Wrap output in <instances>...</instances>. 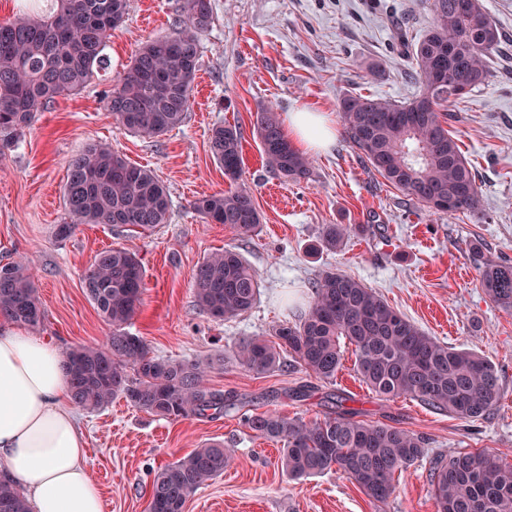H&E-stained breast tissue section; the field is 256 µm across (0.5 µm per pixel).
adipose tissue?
Instances as JSON below:
<instances>
[{"label": "adipose tissue", "instance_id": "1", "mask_svg": "<svg viewBox=\"0 0 512 512\" xmlns=\"http://www.w3.org/2000/svg\"><path fill=\"white\" fill-rule=\"evenodd\" d=\"M283 131L302 152L325 149L336 137L319 112L288 113ZM62 360L45 339L0 330V475L25 484L32 512H103Z\"/></svg>", "mask_w": 512, "mask_h": 512}]
</instances>
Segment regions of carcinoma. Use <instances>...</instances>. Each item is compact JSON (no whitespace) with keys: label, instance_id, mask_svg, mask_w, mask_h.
Here are the masks:
<instances>
[{"label":"carcinoma","instance_id":"cac0c4a2","mask_svg":"<svg viewBox=\"0 0 512 512\" xmlns=\"http://www.w3.org/2000/svg\"><path fill=\"white\" fill-rule=\"evenodd\" d=\"M129 0H51L41 16L0 22V159L56 99L79 93L105 65L110 32L125 22ZM434 21L414 43L401 42L415 61L419 92L396 104L370 95L340 101L347 142L367 167L430 211L453 216L482 211L472 166L448 130V112L490 76V59L505 41L483 0H432ZM211 0H182L176 31L150 38L135 51L127 70L104 98L116 122L130 133L161 136L189 111L200 67V40L212 19ZM255 132L263 158L279 177L299 182L311 176L310 159L284 135L278 113H258ZM241 129L217 125L209 151L229 182L227 190L195 200L207 223L222 224L240 237L260 227L252 190L241 182ZM63 196L70 223L55 235L69 238L81 224L151 230L166 223L168 191L152 170L95 143L68 163ZM355 227L325 224L319 246L338 248ZM481 284L496 304L512 308V264H490ZM83 288L112 325L101 346H77L64 355L72 402L100 410L120 397L148 414L170 420L204 416L235 405L207 386L210 364L170 360L151 351L128 330L145 288L140 260L124 248L97 254L83 275ZM256 270L232 248L196 267L197 306L214 319L248 312L260 295ZM314 302L296 323L275 328V340L254 337L238 344L235 360L264 374L293 362L330 382L341 366L340 340L355 347V370L378 396H409L460 419H484L497 407L502 387L495 366L477 352L438 341L391 307L361 281L336 270L313 282ZM0 319L37 327L45 311L21 258L0 265ZM256 436L282 441L280 465L291 479L340 471L370 499L395 492V473L423 457L425 439L387 424L358 419V412L331 403L324 418L306 422L273 412L244 417ZM229 451L206 443L158 469L149 512H183L207 481L224 474ZM430 481L437 512H512V464L486 450L458 452L433 463ZM0 512H30L18 482L0 479Z\"/></svg>","mask_w":512,"mask_h":512}]
</instances>
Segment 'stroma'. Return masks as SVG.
Segmentation results:
<instances>
[{"label":"stroma","mask_w":512,"mask_h":512,"mask_svg":"<svg viewBox=\"0 0 512 512\" xmlns=\"http://www.w3.org/2000/svg\"><path fill=\"white\" fill-rule=\"evenodd\" d=\"M201 37V62L191 106L181 125L157 138L119 127L102 100L128 68L139 42L174 31L181 0H130L129 16L113 30L108 70L77 95L57 99L26 129L0 162V262L27 257L46 311L33 335L60 350L102 344L112 328L82 286L85 270L106 248L136 253L145 269L142 304L129 330L155 355L210 362L211 389L235 396L236 408L170 421L117 398L98 411L75 408L88 445L86 466L104 512H148L150 474L201 444L223 443L232 454L223 475L206 482L184 512H436L429 473L436 457L485 449L512 463V309L494 303L481 286L487 262L512 263V0H485L507 38L492 74L456 110L448 128L472 163L481 188L483 219L427 212L371 172L344 137L309 155V179L293 183L266 167L254 133L258 112H325L340 122L347 95L404 101L418 88L411 59L394 41L420 39L432 25L425 0H212ZM239 125L244 139L242 179L261 216L258 236L241 238L205 222L196 198L227 189L224 171L208 151L214 126ZM104 143L148 167L166 186V224L150 232L83 224L67 239L55 227L69 221L63 185L69 161ZM326 224L355 231L334 250L318 247ZM232 246L261 276L257 303L218 320L194 302L193 274L208 255ZM328 269L372 288L421 329L448 345L472 349L496 367L502 397L488 418L466 421L401 397L372 393L354 369L351 346L333 383L297 366L256 374L232 348L271 336L309 310L312 285ZM362 419L422 436L425 454L396 475L386 501L366 497L342 473L306 480L281 470L279 443L254 436L243 413L276 411L304 421L323 418L327 396Z\"/></svg>","instance_id":"stroma-1"}]
</instances>
